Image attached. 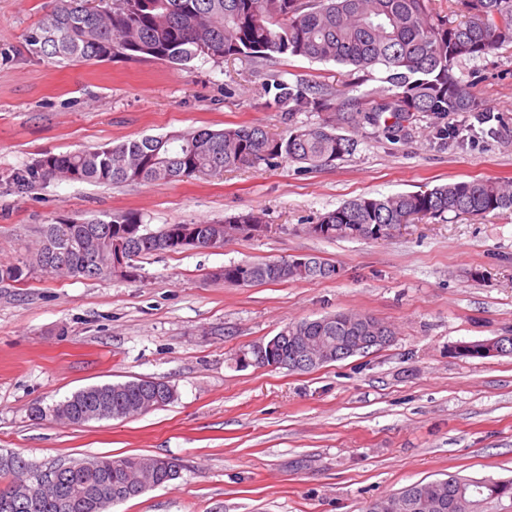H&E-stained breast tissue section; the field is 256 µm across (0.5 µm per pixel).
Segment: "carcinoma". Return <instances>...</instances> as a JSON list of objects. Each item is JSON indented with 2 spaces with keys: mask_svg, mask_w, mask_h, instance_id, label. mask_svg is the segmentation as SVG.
Listing matches in <instances>:
<instances>
[{
  "mask_svg": "<svg viewBox=\"0 0 512 512\" xmlns=\"http://www.w3.org/2000/svg\"><path fill=\"white\" fill-rule=\"evenodd\" d=\"M457 23L435 19L430 0H55L53 9L38 24L31 39L49 58L100 63L116 58L185 64L198 56L216 59H269L290 55L312 62L333 61L357 72L373 70L387 84L384 93L344 99L342 94L312 85L292 86L271 76L267 91L273 104L288 117L297 112L321 114L318 123L294 125L286 137L251 124L222 130L197 129L173 135L127 140L94 150L47 154L16 174L14 184L24 191L54 179L98 184L180 181L193 176H222L228 170L252 168L276 159L304 163L310 168L331 164L351 153L355 141L347 132L367 123L387 133L416 113L443 120L468 112L482 117V106L457 77L455 67L491 51L512 46V0H461ZM512 209V184L496 180H457L424 192L399 193L384 198L358 197L323 214L303 231L321 239L382 240L398 224H416L447 214L484 216ZM264 214L252 211L200 224H165L149 230L140 215L126 212L107 219L68 224H44L31 255L0 264L4 275L27 281L42 276L95 280L125 278L115 264L112 228L137 227L128 239L129 269L140 272V259L153 254L180 252L188 245L170 244L171 234L194 231L212 239L209 248L224 245L225 225L263 224ZM337 275L334 265L315 256L282 261H243L224 266V283L241 285L286 281H314ZM367 320L359 313L339 312L305 319L286 326L288 335L320 336L336 344L338 336H362L347 322ZM163 389L162 405L175 392L165 381L138 379L85 387L45 409L37 419L72 407L76 424L117 419L126 406L153 397ZM100 477L88 478L91 501L70 498L71 474L86 470V460L49 468L61 477L57 496L44 497L33 507L26 496L15 497L0 512H108L111 505L140 496L122 488L125 471L158 469L161 483L167 471H180L176 459L132 455L98 457ZM17 458L11 469L0 467V498L24 483ZM25 463V462H23ZM32 467V464L25 463ZM430 483L417 482L399 491L404 512H430L422 506ZM437 497H462L470 512H488L512 502V480L472 481L456 475L438 480Z\"/></svg>",
  "mask_w": 512,
  "mask_h": 512,
  "instance_id": "carcinoma-1",
  "label": "carcinoma"
}]
</instances>
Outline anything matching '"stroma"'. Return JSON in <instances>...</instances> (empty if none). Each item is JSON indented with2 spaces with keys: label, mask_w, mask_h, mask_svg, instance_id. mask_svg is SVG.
I'll return each mask as SVG.
<instances>
[{
  "label": "stroma",
  "mask_w": 512,
  "mask_h": 512,
  "mask_svg": "<svg viewBox=\"0 0 512 512\" xmlns=\"http://www.w3.org/2000/svg\"><path fill=\"white\" fill-rule=\"evenodd\" d=\"M51 0H0V264L32 250L41 225L138 213L150 230L264 211L266 232L223 248L142 260L139 279L35 276L0 283V454L39 469L92 456L179 461L178 479L111 512H365L417 482L456 474L512 478V355L469 358L460 342L512 335V210L409 224L383 240H324L304 225L358 196L417 192L451 180L512 181V48L463 60L458 76L497 108L489 130L441 144L437 121L370 125L333 165H276L154 184L54 180L18 192L16 172L46 154L197 128L291 123L269 105L270 75L350 97L378 73L303 58L183 66L44 56L30 40ZM313 255L333 279H214L241 261ZM339 311L391 325L388 346L310 372L245 366L285 325ZM154 378L172 403L132 419L70 425L33 419L74 392Z\"/></svg>",
  "instance_id": "obj_1"
}]
</instances>
